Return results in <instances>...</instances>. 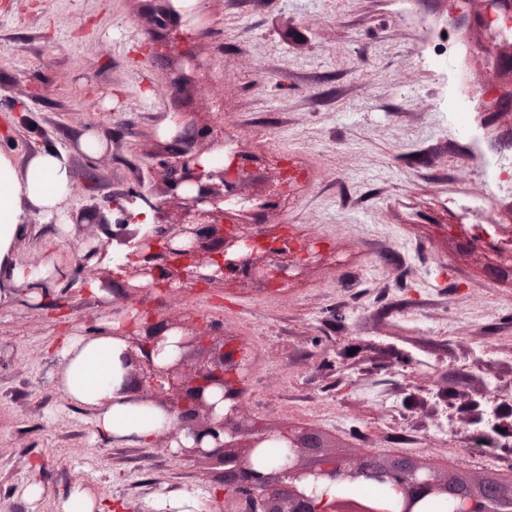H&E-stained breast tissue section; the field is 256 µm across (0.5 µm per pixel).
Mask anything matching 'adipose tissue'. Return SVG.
I'll use <instances>...</instances> for the list:
<instances>
[{"mask_svg": "<svg viewBox=\"0 0 512 512\" xmlns=\"http://www.w3.org/2000/svg\"><path fill=\"white\" fill-rule=\"evenodd\" d=\"M74 173L63 150L45 149L31 155L23 168L0 152V304L9 303L21 288L40 287L52 269L13 262L12 249L20 224L30 213L60 216L71 193ZM128 349L125 338L104 329L92 336H68L57 347L63 366L61 385L68 397L87 407L97 436L117 442L151 444L173 420L155 403L130 401L120 394Z\"/></svg>", "mask_w": 512, "mask_h": 512, "instance_id": "adipose-tissue-1", "label": "adipose tissue"}]
</instances>
